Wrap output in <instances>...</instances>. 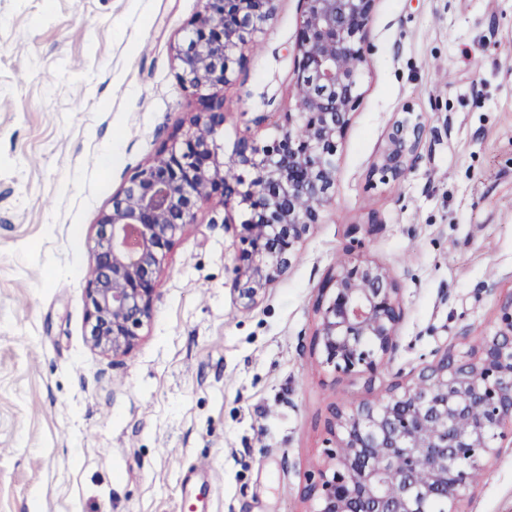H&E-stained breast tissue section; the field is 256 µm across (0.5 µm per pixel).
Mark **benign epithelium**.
Segmentation results:
<instances>
[{
  "label": "benign epithelium",
  "instance_id": "1",
  "mask_svg": "<svg viewBox=\"0 0 512 512\" xmlns=\"http://www.w3.org/2000/svg\"><path fill=\"white\" fill-rule=\"evenodd\" d=\"M200 2L176 48L178 81L198 99L199 111L181 144L163 146L112 195V209L95 224L89 343L115 357L136 346L153 317L167 253L214 198L227 213L244 207L241 222L231 224L239 242L231 290L243 307L257 303L332 203L338 144L360 99L358 71L367 63L363 42L375 0H299L294 76L311 89L306 107L284 113L273 138L241 137L229 159H221L224 87L246 64V51L278 0ZM300 126L307 127L304 138L295 134ZM423 133L406 109L391 127L377 170L404 176ZM398 292L377 264L353 258L340 265L314 301L313 345L323 363L343 375L374 377L395 347L403 316ZM476 407L485 422L472 428ZM329 433L330 462L306 486L310 512H427L436 499L456 512L473 490L469 469L491 463L512 439V293L479 347L444 353L411 382L393 384L381 401L333 407ZM420 467L434 472L426 486L413 478Z\"/></svg>",
  "mask_w": 512,
  "mask_h": 512
}]
</instances>
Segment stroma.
<instances>
[{
	"instance_id": "35a3bbf8",
	"label": "stroma",
	"mask_w": 512,
	"mask_h": 512,
	"mask_svg": "<svg viewBox=\"0 0 512 512\" xmlns=\"http://www.w3.org/2000/svg\"><path fill=\"white\" fill-rule=\"evenodd\" d=\"M200 9L0 0V512H307L331 405L468 351L512 293V0H376L333 201L288 272L243 308L211 200L168 253L135 349L90 347L94 226L188 128L175 48ZM298 20V0H279L225 87V151L272 138L294 108ZM408 107L419 155L386 179ZM350 246L401 288L397 347L372 379L312 349L318 289ZM458 512H512V447ZM405 114L393 123L388 134L387 145L377 167L383 177L398 179L404 176L417 158L424 125L417 116H413L411 108H406Z\"/></svg>"
}]
</instances>
